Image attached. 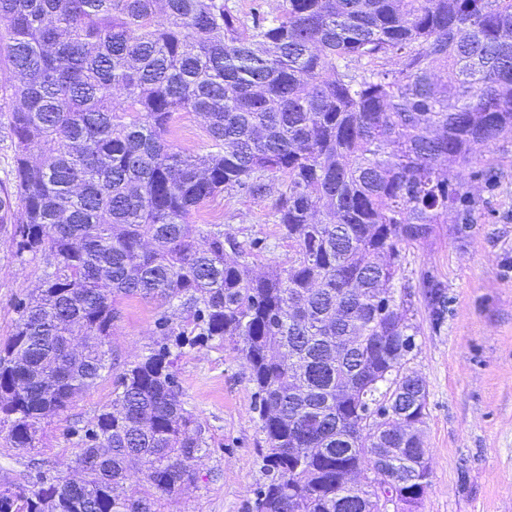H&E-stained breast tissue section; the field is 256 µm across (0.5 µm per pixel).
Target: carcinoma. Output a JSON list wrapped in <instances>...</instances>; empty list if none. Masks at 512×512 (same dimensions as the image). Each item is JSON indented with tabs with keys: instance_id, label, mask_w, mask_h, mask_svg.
<instances>
[{
	"instance_id": "obj_1",
	"label": "carcinoma",
	"mask_w": 512,
	"mask_h": 512,
	"mask_svg": "<svg viewBox=\"0 0 512 512\" xmlns=\"http://www.w3.org/2000/svg\"><path fill=\"white\" fill-rule=\"evenodd\" d=\"M0 76L13 149L0 224L17 257L45 264L0 341L6 442L39 448L48 419L116 366L119 299L180 318L162 312L111 403L69 427L71 470L27 467L0 512H161L208 453L176 355L212 341L245 358L258 399L254 512L291 499L298 512H369L340 478L382 446L396 449L383 471H415L422 437L390 417L421 422L428 398L418 376V403L399 394L416 336L402 251L435 235L473 161L512 138V0H283L248 18L226 0H0ZM178 112L203 120V152L169 140ZM238 190L276 192L288 267L254 278L249 258L271 247L191 223ZM418 287L442 326L445 284L424 271ZM350 336L366 357H336ZM131 469L145 489L126 485Z\"/></svg>"
}]
</instances>
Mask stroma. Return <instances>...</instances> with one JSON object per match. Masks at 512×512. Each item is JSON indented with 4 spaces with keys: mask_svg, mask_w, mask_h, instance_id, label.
Listing matches in <instances>:
<instances>
[{
    "mask_svg": "<svg viewBox=\"0 0 512 512\" xmlns=\"http://www.w3.org/2000/svg\"><path fill=\"white\" fill-rule=\"evenodd\" d=\"M465 190L470 228L439 225L427 242L406 249L400 272L417 328L406 368L428 390L421 429L430 477L417 512H512V139L472 164ZM273 202L225 192L193 221L223 225L244 244L266 240L270 252L251 265L260 275L293 255L274 222ZM11 231L0 226V340L13 327L16 301L39 286L43 269L41 259L14 256ZM428 269L447 286L448 317L438 328L417 288ZM118 308L110 345L120 362H133L152 344L161 310L140 297L120 299ZM176 370L184 407L203 424L209 451L196 484L164 501L163 512H252L265 443L245 359L212 342L185 349ZM115 387L114 373H105L66 416L46 425L41 453L57 470L67 471L77 452L68 419L90 421Z\"/></svg>",
    "mask_w": 512,
    "mask_h": 512,
    "instance_id": "35a3bbf8",
    "label": "stroma"
}]
</instances>
